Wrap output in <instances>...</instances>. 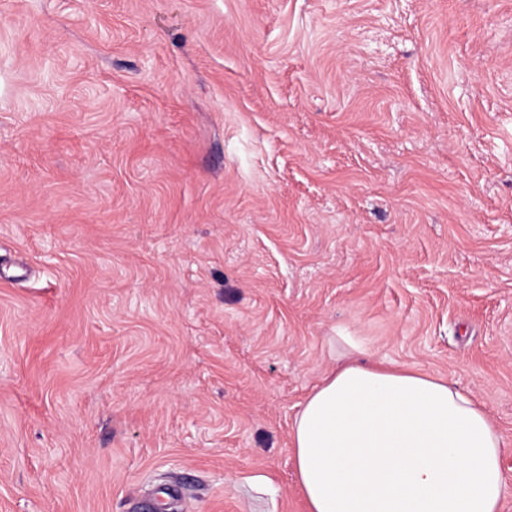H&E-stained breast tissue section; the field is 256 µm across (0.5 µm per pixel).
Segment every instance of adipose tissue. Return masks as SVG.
Returning <instances> with one entry per match:
<instances>
[{
    "label": "adipose tissue",
    "instance_id": "ef3b65f1",
    "mask_svg": "<svg viewBox=\"0 0 512 512\" xmlns=\"http://www.w3.org/2000/svg\"><path fill=\"white\" fill-rule=\"evenodd\" d=\"M292 426L308 512H502L508 443L483 402L449 380L366 364L364 343Z\"/></svg>",
    "mask_w": 512,
    "mask_h": 512
}]
</instances>
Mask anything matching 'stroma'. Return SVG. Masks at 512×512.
<instances>
[{"mask_svg": "<svg viewBox=\"0 0 512 512\" xmlns=\"http://www.w3.org/2000/svg\"><path fill=\"white\" fill-rule=\"evenodd\" d=\"M342 328L512 440V0H0V512H306Z\"/></svg>", "mask_w": 512, "mask_h": 512, "instance_id": "35a3bbf8", "label": "stroma"}]
</instances>
